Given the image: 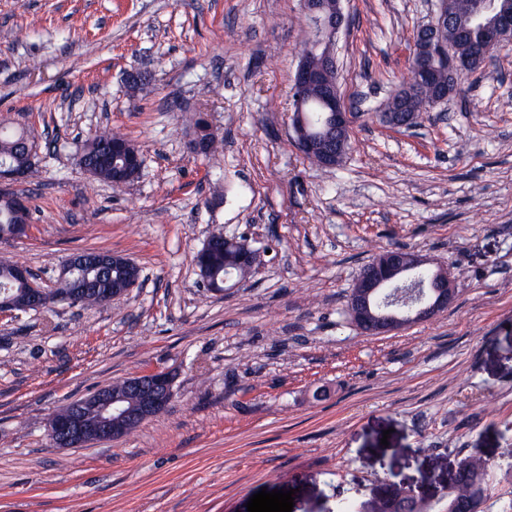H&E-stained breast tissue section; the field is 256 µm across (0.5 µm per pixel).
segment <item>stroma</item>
<instances>
[{"label": "stroma", "mask_w": 512, "mask_h": 512, "mask_svg": "<svg viewBox=\"0 0 512 512\" xmlns=\"http://www.w3.org/2000/svg\"><path fill=\"white\" fill-rule=\"evenodd\" d=\"M438 0H342L334 46L351 147L331 169L297 149L292 77L303 0H0V121L28 125L32 222L0 244L37 285L84 250L140 269L121 300L0 316V512H247L262 489L292 512H369L423 489L444 512L466 458L485 512L512 504V46L411 128L381 110L409 75ZM152 71L130 91L125 76ZM204 119L215 154L193 152ZM143 164L116 188L77 156L101 130ZM262 263L204 287L212 235ZM450 273L447 312L379 336L347 301L385 248ZM166 412L124 437L54 447L51 418L146 370Z\"/></svg>", "instance_id": "stroma-1"}]
</instances>
